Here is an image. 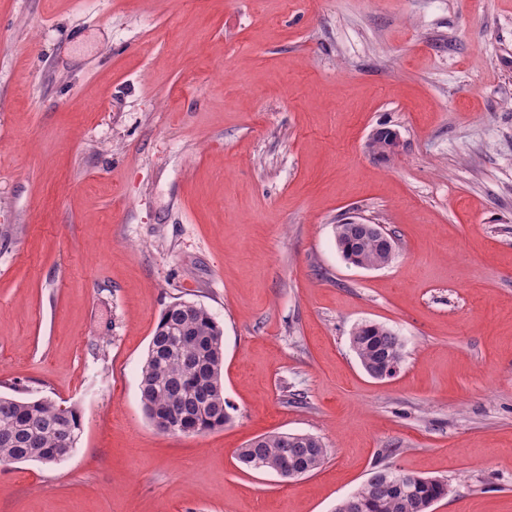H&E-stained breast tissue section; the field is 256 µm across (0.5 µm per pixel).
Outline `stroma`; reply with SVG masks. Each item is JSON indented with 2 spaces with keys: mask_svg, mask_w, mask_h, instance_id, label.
<instances>
[{
  "mask_svg": "<svg viewBox=\"0 0 512 512\" xmlns=\"http://www.w3.org/2000/svg\"><path fill=\"white\" fill-rule=\"evenodd\" d=\"M399 150L378 160L370 132ZM347 216L396 240L347 263ZM224 330L223 429L146 417L161 312ZM400 337L378 381L359 324ZM75 409L0 512H334L374 468L512 512V0H0V393ZM271 432L328 454L242 469Z\"/></svg>",
  "mask_w": 512,
  "mask_h": 512,
  "instance_id": "35a3bbf8",
  "label": "stroma"
}]
</instances>
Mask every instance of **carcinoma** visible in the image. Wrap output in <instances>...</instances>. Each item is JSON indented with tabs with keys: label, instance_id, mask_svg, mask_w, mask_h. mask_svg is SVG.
Segmentation results:
<instances>
[{
	"label": "carcinoma",
	"instance_id": "1",
	"mask_svg": "<svg viewBox=\"0 0 512 512\" xmlns=\"http://www.w3.org/2000/svg\"><path fill=\"white\" fill-rule=\"evenodd\" d=\"M335 237L352 264L374 265L385 259L387 247L370 224L343 220L335 225ZM350 342L361 365L375 371L402 359L401 339L383 325H362ZM223 371L224 332L219 323L198 303L170 304L157 322L141 368L140 401L148 419L175 414L186 435L224 428L230 414ZM80 432L78 413L72 410L62 417L50 399L0 401V460L26 462L39 453L62 452V442L77 441ZM326 457L327 448L312 434L271 433L253 439L237 459L252 471L288 466L306 476ZM447 493L448 484L439 479L385 467L372 472L336 512H428L429 505Z\"/></svg>",
	"mask_w": 512,
	"mask_h": 512
}]
</instances>
